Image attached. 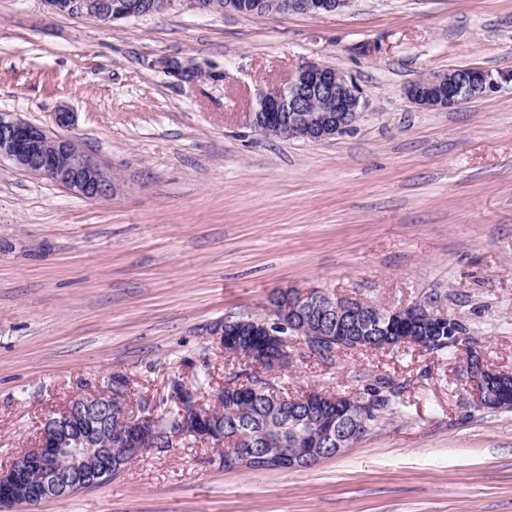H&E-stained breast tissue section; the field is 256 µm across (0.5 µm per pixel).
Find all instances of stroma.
Returning <instances> with one entry per match:
<instances>
[{"label":"stroma","mask_w":512,"mask_h":512,"mask_svg":"<svg viewBox=\"0 0 512 512\" xmlns=\"http://www.w3.org/2000/svg\"><path fill=\"white\" fill-rule=\"evenodd\" d=\"M190 60L181 82L164 60ZM315 61L361 88L356 127L311 142L245 123L256 88ZM479 67L496 92L452 110L406 88ZM223 73L220 81L209 80ZM112 166L90 201L0 161V470L71 396L114 376L162 403L172 381L243 383L211 331L270 293L319 287L428 302L512 371V0H350L335 12H171L105 27L0 0V112ZM289 391L401 392L397 412L303 470H228L209 443L150 451L111 482L13 512H512V410L476 406L466 349L293 340ZM162 67L179 81L194 82L207 76L206 72L190 60L167 59L163 61Z\"/></svg>","instance_id":"stroma-1"}]
</instances>
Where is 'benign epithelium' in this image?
<instances>
[{
	"label": "benign epithelium",
	"mask_w": 512,
	"mask_h": 512,
	"mask_svg": "<svg viewBox=\"0 0 512 512\" xmlns=\"http://www.w3.org/2000/svg\"><path fill=\"white\" fill-rule=\"evenodd\" d=\"M55 13H74L99 24L171 11H198L192 0H153L145 8L139 0L114 3L112 0H78L66 4L62 0H43ZM345 5V0H281L284 12L319 14L332 12ZM165 72L180 81L194 82L205 77L224 79V73L204 72L190 60L167 59ZM498 88L483 70L470 68L435 73L428 81L411 85L406 97L424 108L454 109L463 98L485 96ZM324 101L321 113L301 122V113L311 111L314 98ZM362 93L358 85L336 68L317 62L299 66L279 85V93L265 88L255 90L252 107L245 113L250 125L258 130L262 113L278 125L288 138L323 141L353 126L361 119ZM10 161L16 168L45 178L78 193L87 200H108L116 190L112 167L70 138L53 136L44 128L26 122L10 112H0V160ZM279 301L268 305L259 320L243 316H227L215 325L212 335L224 342V329L233 325L250 329L260 336L262 360L270 370L286 366L277 350L291 337H303L310 351L333 355L336 346L349 340L372 337L376 333L378 309L355 296L338 295L321 288H289L276 292ZM391 316L405 325L404 335L394 336L396 344L432 348L441 344L435 336L426 335L423 325L431 320L448 321V343L462 339L460 319L436 313L419 303L391 310ZM466 380L479 407L512 404V373L497 371L474 360ZM121 383L113 381L107 394L75 395L45 418L38 441L28 449L27 464L22 469L0 471V509L19 504H36L58 498L74 487H92L113 469L112 446L118 443L129 457H138L147 448L163 449L190 430L207 441L224 443V431L206 411L196 392L180 393V415L165 418L156 407L145 406L135 412L121 397ZM311 417L306 421L293 448H281L272 458L278 468L294 469L315 465L326 457L328 448L340 443V423L356 414L365 417L370 406L351 396L319 391L307 392ZM262 458L254 448H240L224 460L235 469H253Z\"/></svg>",
	"instance_id": "obj_1"
}]
</instances>
